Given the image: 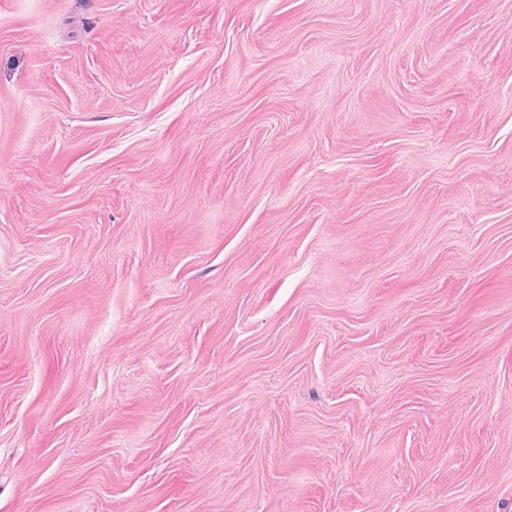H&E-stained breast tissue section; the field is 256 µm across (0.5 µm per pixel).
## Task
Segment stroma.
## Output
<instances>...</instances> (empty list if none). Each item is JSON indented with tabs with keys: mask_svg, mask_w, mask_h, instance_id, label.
Returning a JSON list of instances; mask_svg holds the SVG:
<instances>
[{
	"mask_svg": "<svg viewBox=\"0 0 512 512\" xmlns=\"http://www.w3.org/2000/svg\"><path fill=\"white\" fill-rule=\"evenodd\" d=\"M0 512H512V0H0Z\"/></svg>",
	"mask_w": 512,
	"mask_h": 512,
	"instance_id": "stroma-1",
	"label": "stroma"
}]
</instances>
